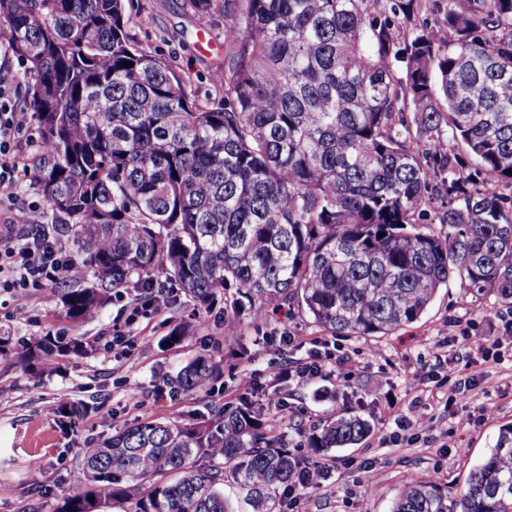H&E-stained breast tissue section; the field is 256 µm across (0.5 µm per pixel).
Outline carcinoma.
Returning a JSON list of instances; mask_svg holds the SVG:
<instances>
[{
	"mask_svg": "<svg viewBox=\"0 0 512 512\" xmlns=\"http://www.w3.org/2000/svg\"><path fill=\"white\" fill-rule=\"evenodd\" d=\"M419 11L432 20L412 24ZM129 22L123 0H0L42 143L30 174L50 224L32 229L66 237L83 271L61 289L71 319L133 282L164 288L160 274L199 311L233 286L226 319L287 303L332 336L413 323L451 277L512 307V0H224L220 109L193 102ZM439 192L443 238L419 223ZM85 353L79 337L21 349L0 332V358L24 370ZM220 374L199 355L167 383ZM210 412L93 440L54 512H237L226 484L248 512H280L301 459L251 404ZM369 432L331 415L306 442ZM390 512H512V425L454 495L413 481Z\"/></svg>",
	"mask_w": 512,
	"mask_h": 512,
	"instance_id": "obj_1",
	"label": "carcinoma"
}]
</instances>
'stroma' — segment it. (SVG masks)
Listing matches in <instances>:
<instances>
[{
  "instance_id": "35a3bbf8",
  "label": "stroma",
  "mask_w": 512,
  "mask_h": 512,
  "mask_svg": "<svg viewBox=\"0 0 512 512\" xmlns=\"http://www.w3.org/2000/svg\"><path fill=\"white\" fill-rule=\"evenodd\" d=\"M131 35L163 61L191 98L223 105L215 77L224 70V11L205 14L187 0H125ZM10 31L0 24V66L16 75L14 98L22 116L14 159L29 165L39 154V134L31 119L25 66L10 50ZM45 211L46 202L31 178L0 188V225L11 224L8 246L33 245L28 225L14 223L18 210ZM169 310L132 317L129 302L144 291L130 287L93 321L67 318L58 286L0 288V328L14 342L63 333L80 336L91 351L61 361L52 374L36 375L0 362V512H53L61 496L75 488L79 450L92 439L147 420L195 423L211 405L233 407L249 397L264 414L276 416L269 438L310 461L328 460L331 473L321 490L306 492L302 512H389L399 490L429 480L448 491L460 489L486 455L502 426L512 424V357L487 356L481 342L503 331L512 308L494 293L482 295L450 278L428 310L414 323L375 336H331L294 306L272 305L262 317L242 311L235 330L224 324L223 306L199 313L177 286L166 288ZM191 327L180 343L163 336L178 323ZM295 335L293 343L280 339ZM270 354H262L264 339ZM326 357L320 371L301 380L277 383L276 364ZM206 355L219 361L221 377L204 389L186 392L167 386L165 375ZM358 359L356 375L336 371L340 358ZM62 400L86 411L76 421L48 413ZM424 414L427 430L412 438L405 427ZM367 419L370 434L359 444L312 455L304 433L330 414Z\"/></svg>"
}]
</instances>
